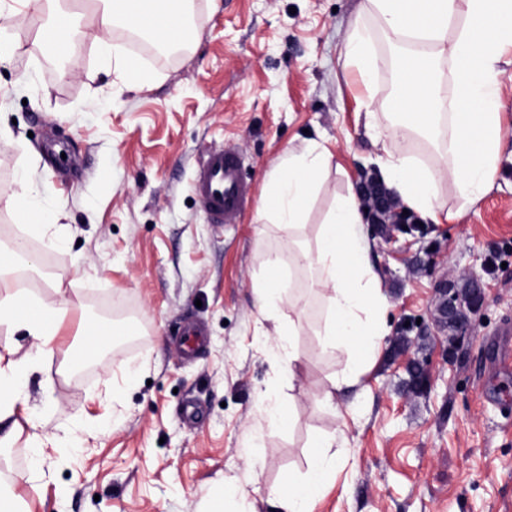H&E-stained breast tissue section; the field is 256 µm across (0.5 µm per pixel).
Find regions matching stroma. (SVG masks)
Returning <instances> with one entry per match:
<instances>
[{"label": "stroma", "mask_w": 512, "mask_h": 512, "mask_svg": "<svg viewBox=\"0 0 512 512\" xmlns=\"http://www.w3.org/2000/svg\"><path fill=\"white\" fill-rule=\"evenodd\" d=\"M364 0H193L197 31L165 54L137 53L153 74L133 89L95 39L133 52L118 28L86 16L64 59L37 39L32 13H0L16 43L0 63V242L26 235L10 201L28 191L56 209L52 249L28 237L33 269L21 286L40 296L60 283L72 310L30 377L18 433L0 450V492L24 512H280L271 488L300 479L320 435L345 432L313 512H512V369L491 372L489 338L512 322V59L504 58L501 160L487 191L461 206L441 186L448 219L397 242L369 237L388 308L385 336L357 386L319 395L342 365L322 351L320 289L296 270L307 321L294 371L275 357L273 322L258 312L252 277L287 232H256L257 206L285 152L317 141L332 167L310 204L322 223L349 188L376 174L369 119L386 124L343 47ZM135 52V51H134ZM234 149L250 202L234 224H213L192 190L205 153ZM31 173L20 186V170ZM477 275L485 306L452 337L435 285ZM120 335L80 374L68 368L81 318ZM206 342L194 358L173 343L187 319ZM290 414L281 428L263 411ZM72 425L82 442L35 449L32 434Z\"/></svg>", "instance_id": "stroma-1"}]
</instances>
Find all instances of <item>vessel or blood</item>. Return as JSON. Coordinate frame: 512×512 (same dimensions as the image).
<instances>
[{"label": "vessel or blood", "instance_id": "1", "mask_svg": "<svg viewBox=\"0 0 512 512\" xmlns=\"http://www.w3.org/2000/svg\"><path fill=\"white\" fill-rule=\"evenodd\" d=\"M241 160L231 149L207 153L194 183V191L210 223L233 224L248 201V188L240 178Z\"/></svg>", "mask_w": 512, "mask_h": 512}]
</instances>
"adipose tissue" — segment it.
<instances>
[{"mask_svg":"<svg viewBox=\"0 0 512 512\" xmlns=\"http://www.w3.org/2000/svg\"><path fill=\"white\" fill-rule=\"evenodd\" d=\"M186 0H99L97 19L103 28L118 24L148 33L154 40L179 43ZM16 8L45 16L39 28L51 48H66L73 32L66 26L65 0H13ZM365 10L379 23L385 38L404 54L405 78L396 100V121L375 130L381 146L378 163L388 189L403 204L431 221H438L439 188L451 180L464 202L484 194L499 163L503 138L500 98L503 57L512 56V0H366ZM374 34L356 23L345 44L347 65L353 67L369 97L378 90L373 75L379 59ZM447 61L452 92L439 83L436 66ZM429 136L450 162L428 169L415 162L416 136ZM331 155L318 144L289 155L258 205L259 218L288 233V257L269 253L265 274L253 282L264 319L275 321V334L285 352L281 361L294 366L292 351L299 325H278L281 305L290 300L286 265L311 271L324 291L326 317L317 331L324 351L340 352L344 368L333 377L321 401L330 405L336 390L357 383L366 368L365 357L377 351L384 336L381 315L386 309L363 235V214L354 193H347L320 224L314 241L304 237L305 204L328 168ZM25 240L0 249V324L30 336L39 354L50 351L66 306L17 288L16 260ZM31 358L0 354V424L9 423L25 404ZM334 437H317L308 470L298 483L272 494L283 512H311L335 466L329 450Z\"/></svg>","mask_w":512,"mask_h":512,"instance_id":"obj_1","label":"adipose tissue"}]
</instances>
